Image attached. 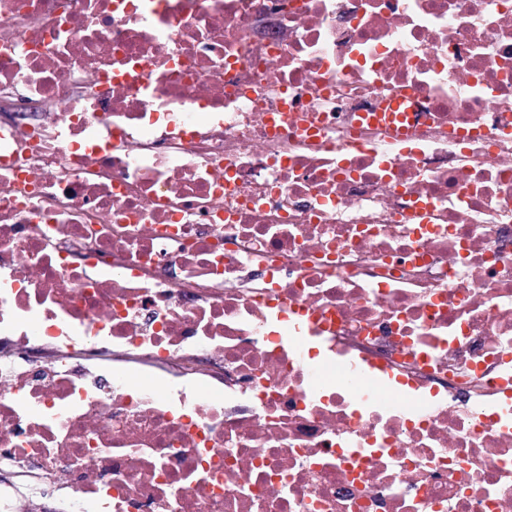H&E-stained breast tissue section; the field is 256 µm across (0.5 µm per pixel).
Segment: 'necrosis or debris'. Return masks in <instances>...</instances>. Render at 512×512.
<instances>
[{"instance_id":"obj_1","label":"necrosis or debris","mask_w":512,"mask_h":512,"mask_svg":"<svg viewBox=\"0 0 512 512\" xmlns=\"http://www.w3.org/2000/svg\"><path fill=\"white\" fill-rule=\"evenodd\" d=\"M0 472L67 512H512V0H0Z\"/></svg>"}]
</instances>
